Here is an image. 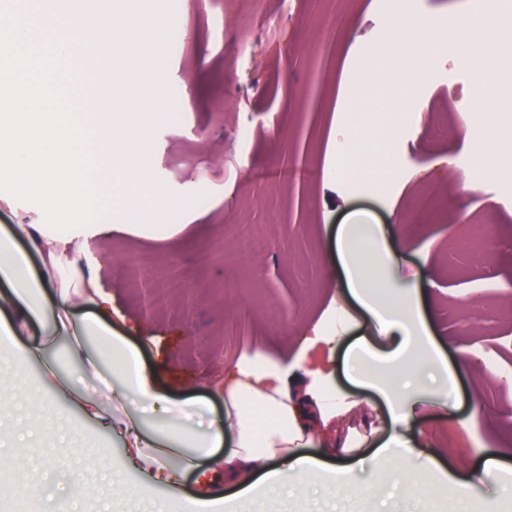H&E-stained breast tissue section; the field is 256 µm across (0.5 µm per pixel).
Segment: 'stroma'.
Here are the masks:
<instances>
[{"instance_id": "stroma-1", "label": "stroma", "mask_w": 512, "mask_h": 512, "mask_svg": "<svg viewBox=\"0 0 512 512\" xmlns=\"http://www.w3.org/2000/svg\"><path fill=\"white\" fill-rule=\"evenodd\" d=\"M404 0H146L163 23L179 21L185 46L147 50L166 87L182 99L171 123L149 126L154 178L178 204L167 211L168 239L133 234L80 242L88 270L112 297V327L141 347L142 363L159 390L174 400L204 397L209 419L223 414L212 387L225 366L245 356L305 357L294 373L299 388L310 382L306 367L321 369L336 397V414L316 422L331 443L361 440L359 490L341 500L324 493L328 475L307 486L261 489L251 498L209 512H512V466L477 483L465 497L442 491L445 476L417 459L381 457L374 450L392 428L377 389L350 382L347 348L366 340L391 347L331 275L326 253L350 214H369L401 243V266L382 272L384 287L410 286L426 295L435 338L456 380L443 396L440 380H421L429 404L412 436L419 446L443 448L445 464L460 474L512 444V385L491 374L512 365V165L465 185V162L496 132L494 96L477 101L484 122L463 124L459 111L472 101L468 66L434 55L430 77L418 89L411 128L397 130L394 147L382 148L388 115L380 97L363 105L342 92L364 67L366 49L388 30ZM336 13L335 30L320 24ZM323 52H312L313 42ZM351 134L352 169L336 180L325 171L336 163V132ZM435 193L436 207L419 211L415 199ZM490 216L489 247L475 262L448 248L449 228L464 213ZM244 224L268 227L258 255L238 248ZM168 269L164 307L145 311L144 263ZM478 296L480 308L468 300ZM0 441L15 439L14 414L41 431L25 454L41 473L39 492L26 512H152L154 502L178 504L171 489L126 469L117 436L86 422L63 400L46 403L52 390L39 362L15 372L10 348L0 340ZM106 449L115 481L93 485L82 500L70 495L69 459L87 455L96 468ZM138 487L137 496L123 489Z\"/></svg>"}]
</instances>
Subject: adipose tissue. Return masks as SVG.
<instances>
[{
	"mask_svg": "<svg viewBox=\"0 0 512 512\" xmlns=\"http://www.w3.org/2000/svg\"><path fill=\"white\" fill-rule=\"evenodd\" d=\"M43 26L64 24L63 54H83L96 49L107 57L124 60L123 73L131 82H145L150 95L138 112L126 111L123 103H106L101 97L86 100L76 115L81 125L95 131L99 140L112 146L110 162L124 185L133 194L120 209H100L92 224H15L0 234V335L16 336L29 322L52 315V335L66 337L68 353L85 374L96 373L100 362L113 360L119 366L122 399L141 404L138 413L112 403L111 395L92 398L83 379L61 373L50 366L49 375L57 388L67 395L88 418L104 424L120 435L126 448L129 467L147 473L154 482L179 488L189 466L199 458L210 461L209 477L232 488L233 498L248 496L254 490L283 483L292 477L298 483L319 471H329L335 481L327 492L335 498L348 495L356 485L353 466L333 464L305 454L313 441V431L306 422V412L295 402L290 389L287 363L275 359L256 365L243 358L224 370L218 388L224 395V418L201 430H189L179 420L205 412L206 401L189 398L170 400L155 389L153 377L142 366L139 349L126 337L113 331L102 317L73 318L75 289H84L89 302L99 308L111 306V296L100 291L95 276L86 274L81 255L72 250L80 236L134 233L139 228L143 202H151L155 223H162L168 200L161 195L151 177L150 141L140 113L157 117L164 112L161 100L164 80L161 73H148V61L140 47L147 31H159L155 19H144L139 0H113L112 8L96 26L72 12L43 15ZM372 225L362 222L340 225L335 243L328 254V264L347 285L349 292L373 315L381 332L395 335V347L384 354H374L373 366L358 360L368 353L364 342L352 344L346 351L352 358L351 373L357 383L384 380L390 439L379 447L380 454L399 452L422 460L425 468H439L445 451L420 448L410 436L418 422L420 388L411 380L420 369L411 337L424 331L425 318L421 298L414 290L374 303L376 285L371 270L392 268L399 264L403 251L399 245L370 247ZM26 241L40 258L41 272H33L26 254L18 251L17 241ZM55 289L54 306L45 302L46 289ZM179 465H171V458Z\"/></svg>",
	"mask_w": 512,
	"mask_h": 512,
	"instance_id": "obj_1",
	"label": "adipose tissue"
}]
</instances>
